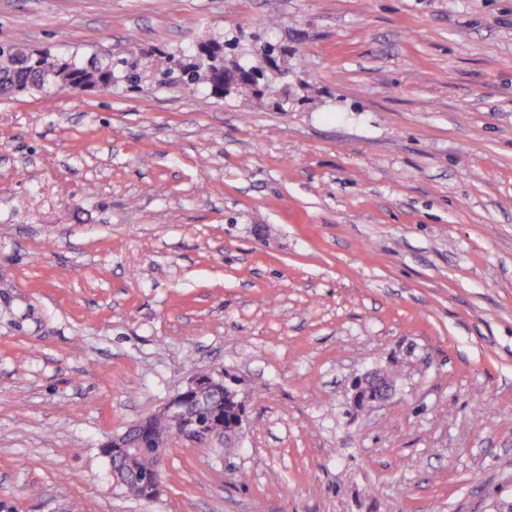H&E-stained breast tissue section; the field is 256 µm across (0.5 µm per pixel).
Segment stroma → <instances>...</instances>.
<instances>
[{"instance_id": "stroma-1", "label": "stroma", "mask_w": 512, "mask_h": 512, "mask_svg": "<svg viewBox=\"0 0 512 512\" xmlns=\"http://www.w3.org/2000/svg\"><path fill=\"white\" fill-rule=\"evenodd\" d=\"M253 24L286 105L0 96V512L512 500V0H0V42L79 62ZM203 371L238 444L180 440L126 495L103 445Z\"/></svg>"}]
</instances>
